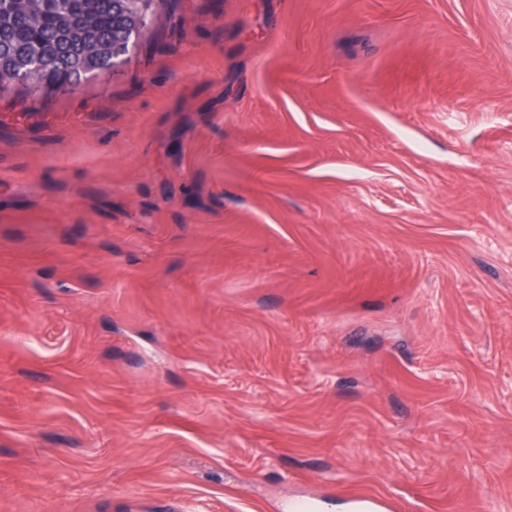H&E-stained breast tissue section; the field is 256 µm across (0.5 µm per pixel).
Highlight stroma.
I'll use <instances>...</instances> for the list:
<instances>
[{
    "label": "stroma",
    "instance_id": "stroma-1",
    "mask_svg": "<svg viewBox=\"0 0 512 512\" xmlns=\"http://www.w3.org/2000/svg\"><path fill=\"white\" fill-rule=\"evenodd\" d=\"M512 512V0H161L0 87V512Z\"/></svg>",
    "mask_w": 512,
    "mask_h": 512
}]
</instances>
